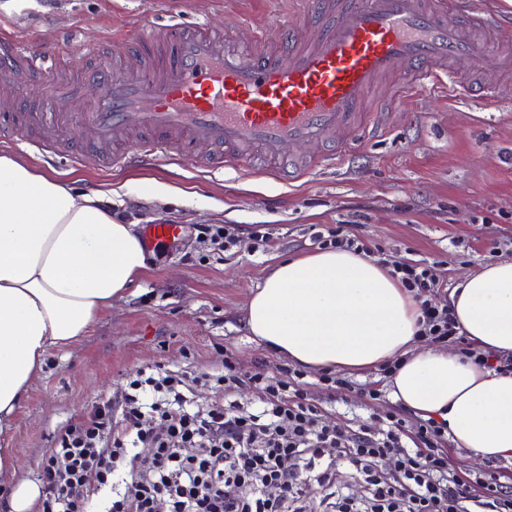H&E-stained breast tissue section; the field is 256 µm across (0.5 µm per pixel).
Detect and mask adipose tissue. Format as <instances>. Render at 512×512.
<instances>
[{"label": "adipose tissue", "mask_w": 512, "mask_h": 512, "mask_svg": "<svg viewBox=\"0 0 512 512\" xmlns=\"http://www.w3.org/2000/svg\"><path fill=\"white\" fill-rule=\"evenodd\" d=\"M106 196L0 154V434L49 351L76 345L147 267ZM450 304L476 349L512 355V259L467 273ZM419 318L388 264L343 249L277 262L244 313L251 341L302 368L394 365L395 402L445 422L464 458L512 464V371L425 343Z\"/></svg>", "instance_id": "1"}]
</instances>
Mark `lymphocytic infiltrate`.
<instances>
[{
  "mask_svg": "<svg viewBox=\"0 0 512 512\" xmlns=\"http://www.w3.org/2000/svg\"><path fill=\"white\" fill-rule=\"evenodd\" d=\"M393 274L420 305V335L443 343L457 334L451 306L419 261H396ZM300 370L287 382L257 372L241 381L232 361L204 382L225 400L193 404L185 374L137 371L113 400L64 426L42 464L40 512H94L104 489L123 485L103 512H306L302 480L324 489L323 512H512V486L497 469L462 476L448 461L446 424L418 419L366 395L373 412L358 429L338 426L312 401ZM248 384L259 413L236 400ZM150 448V455L139 452ZM334 456H325V449ZM348 461L365 493L340 492L337 460Z\"/></svg>",
  "mask_w": 512,
  "mask_h": 512,
  "instance_id": "lymphocytic-infiltrate-1",
  "label": "lymphocytic infiltrate"
}]
</instances>
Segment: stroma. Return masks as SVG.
Returning a JSON list of instances; mask_svg holds the SVG:
<instances>
[{
  "label": "stroma",
  "mask_w": 512,
  "mask_h": 512,
  "mask_svg": "<svg viewBox=\"0 0 512 512\" xmlns=\"http://www.w3.org/2000/svg\"><path fill=\"white\" fill-rule=\"evenodd\" d=\"M289 10V0H29L17 8L0 0V36L25 48L66 49L64 76L83 79L75 94L49 99L32 95L28 78L5 66L0 87L16 91L19 111L74 113L100 92L89 79V48H111L116 36L136 41L143 17L162 25L234 26L246 40ZM388 94L380 88L371 104L386 115L382 136L289 186L269 174L208 170L164 156L152 169H123L71 143L61 144L60 159L48 164L36 147L14 145L0 128L1 154L49 166L82 189L119 188L112 209L139 231L181 227L176 245L149 243L145 272L76 346L50 350L10 433L0 436V451L18 456V477L38 481L58 431L112 399L138 369L217 374L229 357L244 380L257 372L287 380L288 361L250 341L242 315L271 264L316 252L313 228L342 224L382 248L387 261L427 264L447 285L434 298L439 305L447 304L463 271L512 257V95L484 104L431 90L392 109ZM73 152L79 163L70 161ZM132 180L163 185L169 195L162 201L123 191ZM485 220L497 225L499 248L491 247ZM203 225L234 228L239 240L216 250L200 238ZM319 378L308 370L303 380L337 424L369 417L365 396L327 389Z\"/></svg>",
  "instance_id": "35a3bbf8"
}]
</instances>
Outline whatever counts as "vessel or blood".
I'll return each instance as SVG.
<instances>
[{"label": "vessel or blood", "instance_id": "vessel-or-blood-1", "mask_svg": "<svg viewBox=\"0 0 512 512\" xmlns=\"http://www.w3.org/2000/svg\"><path fill=\"white\" fill-rule=\"evenodd\" d=\"M302 23L277 40L256 30L250 44L205 25L172 28L144 22L141 38L154 53L120 56L93 73L102 91L79 119L47 115L45 132L64 138L87 129L92 147L113 164L150 165L169 145L197 163L269 174L294 182L342 161L384 121L364 105L385 80L391 102L446 84L462 59L483 66L512 18L466 13L465 0H291ZM0 60L34 61L0 37ZM317 154H286L288 145Z\"/></svg>", "mask_w": 512, "mask_h": 512}]
</instances>
